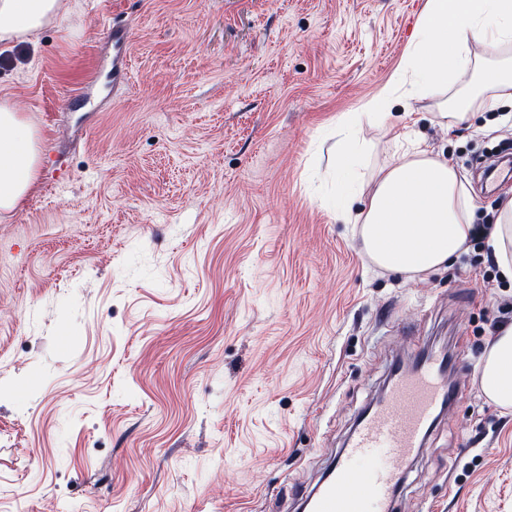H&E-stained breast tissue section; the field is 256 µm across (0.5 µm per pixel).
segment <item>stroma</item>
<instances>
[{
    "mask_svg": "<svg viewBox=\"0 0 512 512\" xmlns=\"http://www.w3.org/2000/svg\"><path fill=\"white\" fill-rule=\"evenodd\" d=\"M426 0H64L0 46L45 160L0 221V512H297L394 359L450 339L457 397L392 512H512V411L477 365L512 325L486 248L408 277L331 203L336 131L395 74ZM130 24L112 80L109 21ZM363 117V180L410 136L512 172L505 107ZM472 107L473 105H469L467 99H455L448 105L449 110L452 112H438L439 123L446 127V129L451 130L469 121L474 116V112H468Z\"/></svg>",
    "mask_w": 512,
    "mask_h": 512,
    "instance_id": "stroma-1",
    "label": "stroma"
}]
</instances>
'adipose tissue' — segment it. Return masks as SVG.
<instances>
[{"instance_id": "adipose-tissue-1", "label": "adipose tissue", "mask_w": 512, "mask_h": 512, "mask_svg": "<svg viewBox=\"0 0 512 512\" xmlns=\"http://www.w3.org/2000/svg\"><path fill=\"white\" fill-rule=\"evenodd\" d=\"M62 10V0H0V44L36 37ZM490 42L512 46V0H426L417 32L402 57L398 81L411 100L449 91L474 66L471 47ZM336 133L341 188L340 218L357 223L368 261L382 269L420 276L467 250L474 230L472 202L448 159L410 142L378 170L371 182L358 169L364 145L361 118L348 113ZM41 151L32 121L12 100H0V218L11 215L31 191ZM360 201L353 211L352 201ZM500 276L512 281V194L501 199L486 238ZM483 395L512 410V326L502 329L478 368Z\"/></svg>"}]
</instances>
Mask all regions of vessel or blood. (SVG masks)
<instances>
[{
	"label": "vessel or blood",
	"instance_id": "vessel-or-blood-1",
	"mask_svg": "<svg viewBox=\"0 0 512 512\" xmlns=\"http://www.w3.org/2000/svg\"><path fill=\"white\" fill-rule=\"evenodd\" d=\"M451 397L441 358L425 355L413 370L396 366L383 398L358 420L328 474L306 495L307 512H390L401 464L420 451Z\"/></svg>",
	"mask_w": 512,
	"mask_h": 512
}]
</instances>
